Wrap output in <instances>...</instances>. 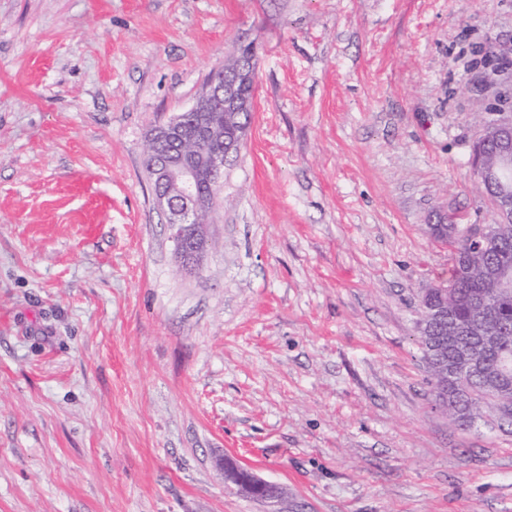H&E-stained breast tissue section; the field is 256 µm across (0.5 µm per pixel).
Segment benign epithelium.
I'll return each mask as SVG.
<instances>
[{"mask_svg": "<svg viewBox=\"0 0 512 512\" xmlns=\"http://www.w3.org/2000/svg\"><path fill=\"white\" fill-rule=\"evenodd\" d=\"M256 58L251 44H240L224 67L214 72L186 110L165 122L153 126L146 143L156 146L172 145L165 155L149 163L147 176L152 186L154 205L173 230L179 262L196 266L201 255V238L208 237V225L198 223L201 210H210L215 193L204 194L200 183H210L211 189L221 187L224 168L246 135L247 127L224 121L227 112H247L254 109ZM186 141H195L201 149L187 154L181 149ZM479 183L488 190L501 223H512V116L501 115L481 124L472 146ZM492 236L491 229L481 224L467 225V240L482 248ZM493 293L512 291V268L494 266L490 270ZM430 323L448 325V335L432 339L434 350L441 352L450 345L452 358L442 361L448 389L439 405L455 410L463 405L466 381L484 371L485 357L499 351L500 345L492 336H481L475 327L456 326L453 321L452 300L448 286H442L440 301L430 307ZM502 366L492 381L496 390L512 387V357H499ZM236 483L245 492L258 490L269 482L247 470L238 471Z\"/></svg>", "mask_w": 512, "mask_h": 512, "instance_id": "1", "label": "benign epithelium"}]
</instances>
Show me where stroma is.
I'll return each mask as SVG.
<instances>
[{"instance_id":"1","label":"stroma","mask_w":512,"mask_h":512,"mask_svg":"<svg viewBox=\"0 0 512 512\" xmlns=\"http://www.w3.org/2000/svg\"><path fill=\"white\" fill-rule=\"evenodd\" d=\"M509 40L512 0H0V512H512V417L436 410L418 344L436 213L497 220ZM249 42L187 272L146 135ZM488 148L490 160H484ZM479 183L488 190L500 224L512 223V116L483 121L472 146Z\"/></svg>"}]
</instances>
